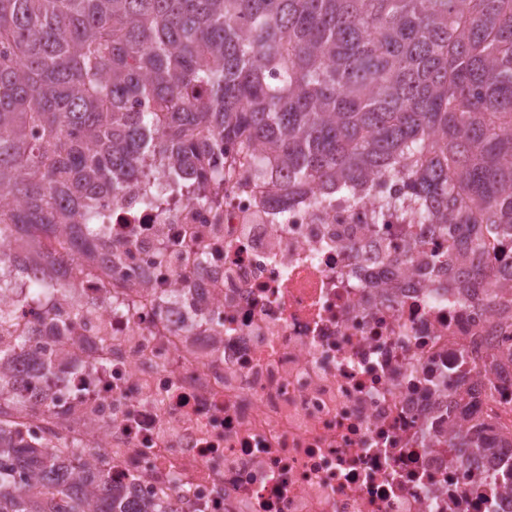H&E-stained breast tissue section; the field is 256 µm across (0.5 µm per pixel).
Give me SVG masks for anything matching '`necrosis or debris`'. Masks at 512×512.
Wrapping results in <instances>:
<instances>
[{
    "label": "necrosis or debris",
    "instance_id": "4bbe7bcc",
    "mask_svg": "<svg viewBox=\"0 0 512 512\" xmlns=\"http://www.w3.org/2000/svg\"><path fill=\"white\" fill-rule=\"evenodd\" d=\"M147 162L96 201L106 245L0 265L47 365L15 435L175 512H512V303L458 293L446 231L387 207L398 182L280 207L242 159L194 202Z\"/></svg>",
    "mask_w": 512,
    "mask_h": 512
}]
</instances>
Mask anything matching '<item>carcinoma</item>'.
Returning <instances> with one entry per match:
<instances>
[{"mask_svg": "<svg viewBox=\"0 0 512 512\" xmlns=\"http://www.w3.org/2000/svg\"><path fill=\"white\" fill-rule=\"evenodd\" d=\"M171 170L224 178L221 145L275 168L273 199L384 177L466 276L512 296L476 255L512 246V0H0V243L100 241L91 207L122 192L147 145ZM0 418L33 379L3 365ZM84 451L0 427V512H119Z\"/></svg>", "mask_w": 512, "mask_h": 512, "instance_id": "obj_1", "label": "carcinoma"}]
</instances>
